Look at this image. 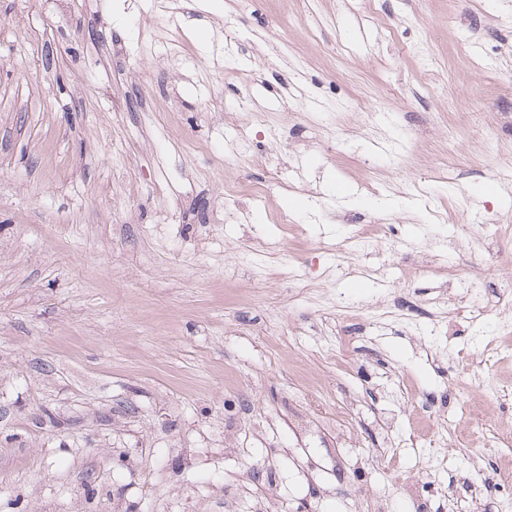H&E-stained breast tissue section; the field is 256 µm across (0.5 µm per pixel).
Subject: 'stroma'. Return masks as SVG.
<instances>
[{"instance_id":"1","label":"stroma","mask_w":512,"mask_h":512,"mask_svg":"<svg viewBox=\"0 0 512 512\" xmlns=\"http://www.w3.org/2000/svg\"><path fill=\"white\" fill-rule=\"evenodd\" d=\"M507 196L512 0H0V512H503Z\"/></svg>"}]
</instances>
